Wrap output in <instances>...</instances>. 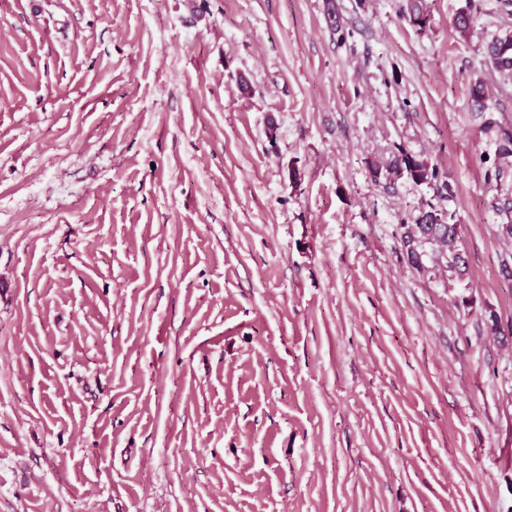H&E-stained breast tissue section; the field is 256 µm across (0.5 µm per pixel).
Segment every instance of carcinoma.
Here are the masks:
<instances>
[{
    "instance_id": "1",
    "label": "carcinoma",
    "mask_w": 512,
    "mask_h": 512,
    "mask_svg": "<svg viewBox=\"0 0 512 512\" xmlns=\"http://www.w3.org/2000/svg\"><path fill=\"white\" fill-rule=\"evenodd\" d=\"M401 15L420 27L427 22L424 0H406L400 9ZM486 58L490 65L500 73L512 74V35L495 38L486 48ZM512 157V133L505 132L500 140L498 155L493 168L486 171V177L499 175L498 162ZM375 183L388 180L393 176H405L414 183H431L439 179L438 168L430 166L406 150H400L384 162L369 164ZM455 213L441 210H422L412 224L400 225L401 242L409 263L417 269L424 268V259L428 257L427 245H436L442 249L447 259L448 269L458 278L467 275V264L459 256L457 248L459 225L454 222Z\"/></svg>"
}]
</instances>
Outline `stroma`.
<instances>
[{
    "mask_svg": "<svg viewBox=\"0 0 512 512\" xmlns=\"http://www.w3.org/2000/svg\"><path fill=\"white\" fill-rule=\"evenodd\" d=\"M402 2L0 0V512H512V15ZM486 58L500 73L512 74V35L495 38L486 48ZM369 168L371 177L377 184L381 180L387 181L393 176L401 175L417 184L435 182L440 177L437 167L430 166L406 150H399L384 162H371ZM454 219V212L448 210L447 221V212L432 207L420 211L414 224L400 225L401 242L412 266L416 269L424 268V259L428 257L425 246L437 245L447 259L448 269L459 279L467 275L466 261L458 254L459 224Z\"/></svg>",
    "mask_w": 512,
    "mask_h": 512,
    "instance_id": "obj_1",
    "label": "stroma"
}]
</instances>
